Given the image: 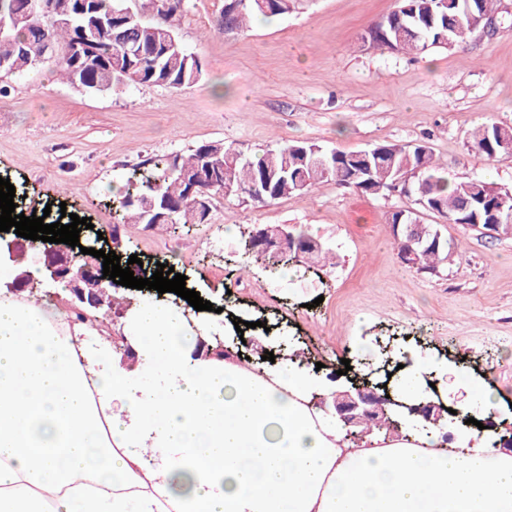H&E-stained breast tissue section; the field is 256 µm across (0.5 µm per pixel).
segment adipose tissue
Masks as SVG:
<instances>
[{
	"label": "adipose tissue",
	"mask_w": 512,
	"mask_h": 512,
	"mask_svg": "<svg viewBox=\"0 0 512 512\" xmlns=\"http://www.w3.org/2000/svg\"><path fill=\"white\" fill-rule=\"evenodd\" d=\"M0 264V512H512V453L456 427L357 448L308 400L314 375L198 356L182 313H133L143 360L127 371L104 336L9 292ZM447 377L466 411L499 406L487 386L415 354L404 399ZM31 451H22L23 442Z\"/></svg>",
	"instance_id": "adipose-tissue-1"
}]
</instances>
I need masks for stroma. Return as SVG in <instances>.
Wrapping results in <instances>:
<instances>
[{
    "label": "stroma",
    "instance_id": "35a3bbf8",
    "mask_svg": "<svg viewBox=\"0 0 512 512\" xmlns=\"http://www.w3.org/2000/svg\"><path fill=\"white\" fill-rule=\"evenodd\" d=\"M399 0H295L284 15L257 17L244 32L215 28L224 0H187L174 21L205 63L193 87L151 85L85 93L54 66L8 77L0 95V177L23 210L65 203L106 229L129 172L157 155H184L221 140L243 150L307 141L345 151L378 144L429 146L449 178L486 177L512 187V157L472 150L467 132L512 127V18L493 34L413 58L374 45L370 29ZM416 209L394 192L367 197L326 183L266 203L216 197L207 223L170 234L126 226L125 248L182 272L218 307L280 323L290 353L322 363L317 393L347 389L342 359L361 371L414 352L483 376L500 416L512 418V237L442 226L462 263L431 276L401 264L391 211ZM422 223L437 215L416 209ZM285 225L329 243L334 266L272 275L245 263L240 236Z\"/></svg>",
    "mask_w": 512,
    "mask_h": 512
}]
</instances>
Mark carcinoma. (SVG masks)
<instances>
[{
	"mask_svg": "<svg viewBox=\"0 0 512 512\" xmlns=\"http://www.w3.org/2000/svg\"><path fill=\"white\" fill-rule=\"evenodd\" d=\"M76 0H56L65 15H41L19 23L0 36V61L7 67L0 78L22 77L39 65L55 66L61 79L84 92H109L121 86L152 85L189 88L204 76L202 59L183 45L173 19L185 0H88L89 10L72 8ZM497 0H400L399 9L377 23L375 39L392 51L418 55L431 48L453 49L499 18ZM29 0H0V16L23 15ZM294 0H224L218 20L231 14L233 30L241 32L254 14L280 15ZM501 125L483 123L469 133V144L493 160L502 154ZM211 163V188L207 194L190 191V183L204 160ZM417 171L411 194L425 203L426 211L446 221L486 224L512 210V188L485 179L451 180L426 145L379 144L362 151L327 149L311 142H280L246 153L222 141H210L186 157L170 161L160 156L152 168L128 181L115 210L122 224L154 225L179 231L203 224L213 197L249 198L265 203L300 196L333 182L357 192L384 197L398 188L408 169ZM244 251L255 263L284 269L299 262L295 252L273 257L254 241V231L244 236ZM462 258L452 240L437 248L417 251V270L428 272ZM395 413L364 417L356 427L362 432L388 429Z\"/></svg>",
	"mask_w": 512,
	"mask_h": 512,
	"instance_id": "cac0c4a2",
	"label": "carcinoma"
}]
</instances>
